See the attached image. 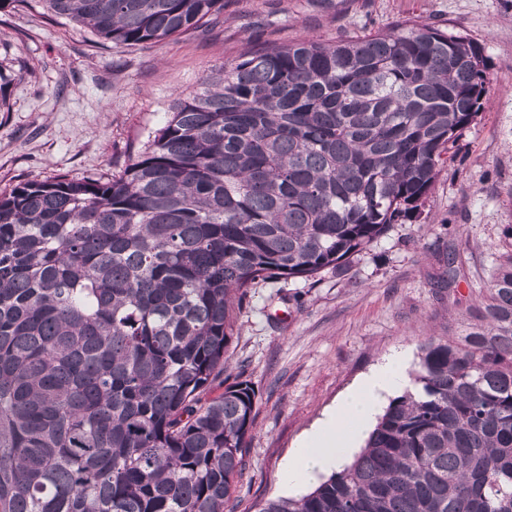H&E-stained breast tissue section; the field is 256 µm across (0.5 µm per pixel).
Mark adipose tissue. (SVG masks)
I'll use <instances>...</instances> for the list:
<instances>
[{
	"label": "adipose tissue",
	"instance_id": "adipose-tissue-1",
	"mask_svg": "<svg viewBox=\"0 0 512 512\" xmlns=\"http://www.w3.org/2000/svg\"><path fill=\"white\" fill-rule=\"evenodd\" d=\"M409 365L407 351H394L338 398L303 435L285 462L282 477L288 492H299L346 464L375 421L385 398L410 387Z\"/></svg>",
	"mask_w": 512,
	"mask_h": 512
}]
</instances>
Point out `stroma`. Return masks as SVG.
<instances>
[{
    "mask_svg": "<svg viewBox=\"0 0 512 512\" xmlns=\"http://www.w3.org/2000/svg\"><path fill=\"white\" fill-rule=\"evenodd\" d=\"M407 21L475 39L492 89L419 221L392 225L345 274L327 269L309 281L251 288L228 348L232 371H243L259 394L234 512L285 496V461L335 400L393 350L420 358L425 338L456 331L487 287L512 225V0H227L208 29L136 48L101 44L64 17L0 10V73L9 80L0 190L60 173L81 179L121 170L178 94L244 52ZM449 249L457 276L445 288Z\"/></svg>",
    "mask_w": 512,
    "mask_h": 512,
    "instance_id": "35a3bbf8",
    "label": "stroma"
}]
</instances>
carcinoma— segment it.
<instances>
[{
  "instance_id": "1",
  "label": "carcinoma",
  "mask_w": 512,
  "mask_h": 512,
  "mask_svg": "<svg viewBox=\"0 0 512 512\" xmlns=\"http://www.w3.org/2000/svg\"><path fill=\"white\" fill-rule=\"evenodd\" d=\"M39 3L125 46L224 14ZM490 90L479 43L427 22L302 39L179 95L120 171L1 191L0 512H226L258 403L226 358L249 289L417 218ZM467 311L349 465L258 512H512L511 226Z\"/></svg>"
}]
</instances>
